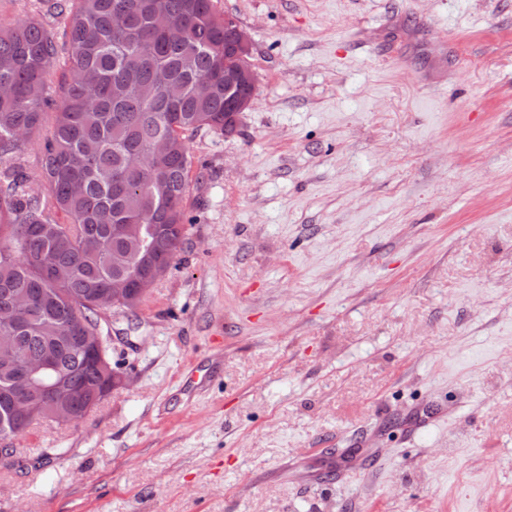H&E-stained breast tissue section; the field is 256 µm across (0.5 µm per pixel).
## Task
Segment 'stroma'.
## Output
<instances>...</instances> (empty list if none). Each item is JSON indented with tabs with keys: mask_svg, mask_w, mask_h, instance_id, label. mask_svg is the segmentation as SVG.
<instances>
[{
	"mask_svg": "<svg viewBox=\"0 0 512 512\" xmlns=\"http://www.w3.org/2000/svg\"><path fill=\"white\" fill-rule=\"evenodd\" d=\"M237 132L189 140L185 242L127 385L0 464V512H512V0H219ZM61 49L47 0H0ZM217 375L188 396L185 376Z\"/></svg>",
	"mask_w": 512,
	"mask_h": 512,
	"instance_id": "35a3bbf8",
	"label": "stroma"
}]
</instances>
